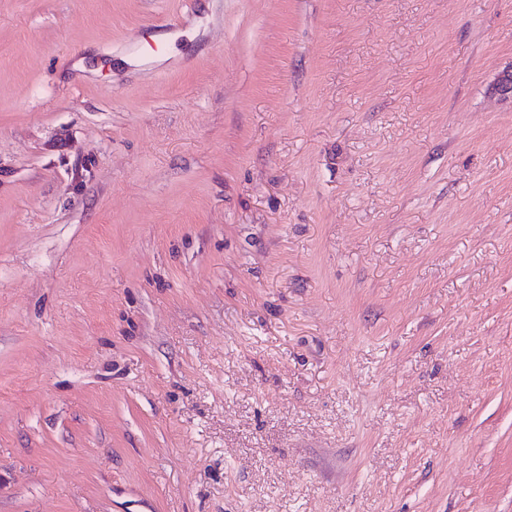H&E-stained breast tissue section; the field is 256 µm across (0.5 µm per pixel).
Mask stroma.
I'll list each match as a JSON object with an SVG mask.
<instances>
[{
  "instance_id": "stroma-1",
  "label": "stroma",
  "mask_w": 512,
  "mask_h": 512,
  "mask_svg": "<svg viewBox=\"0 0 512 512\" xmlns=\"http://www.w3.org/2000/svg\"><path fill=\"white\" fill-rule=\"evenodd\" d=\"M511 66L512 0H0V512H512Z\"/></svg>"
}]
</instances>
